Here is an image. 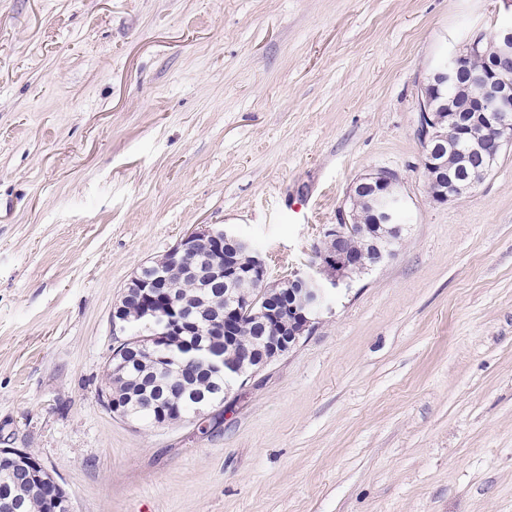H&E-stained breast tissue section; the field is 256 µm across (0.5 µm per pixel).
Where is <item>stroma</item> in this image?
<instances>
[{"instance_id": "1", "label": "stroma", "mask_w": 512, "mask_h": 512, "mask_svg": "<svg viewBox=\"0 0 512 512\" xmlns=\"http://www.w3.org/2000/svg\"><path fill=\"white\" fill-rule=\"evenodd\" d=\"M501 0H0V448L74 512H512V147L440 203L434 64ZM407 197L396 256L335 290L224 423L113 414L112 308L200 224L310 271L361 177ZM36 459L30 453L20 448H0V465L4 462H19L26 461L28 464H18L22 469H13V472L21 477L23 480L25 479H36L37 481L44 482L50 494L48 495V499L51 500L54 509L52 512H73V507L70 498L67 493L63 490V488L59 485V483L53 478L52 475L48 477L43 476V471L45 468L43 465L37 460H31L28 458Z\"/></svg>"}]
</instances>
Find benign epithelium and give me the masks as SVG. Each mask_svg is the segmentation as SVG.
Listing matches in <instances>:
<instances>
[{
    "instance_id": "7a95c632",
    "label": "benign epithelium",
    "mask_w": 512,
    "mask_h": 512,
    "mask_svg": "<svg viewBox=\"0 0 512 512\" xmlns=\"http://www.w3.org/2000/svg\"><path fill=\"white\" fill-rule=\"evenodd\" d=\"M478 48L477 41H471L462 51L440 59L431 70L435 86L450 84L461 63ZM477 89L475 110L461 123L458 138L462 143L465 164L464 174L456 176L448 173L441 160L439 125L441 118L431 110L426 90H421L419 101L420 120L418 136L423 148V161L426 170L432 171L429 177V193L438 202L457 198L474 188L484 179L488 168L496 164L503 148L512 145V27L499 31L497 48L491 60L483 69L473 75ZM370 190L377 199L378 207L372 224H354L349 220L336 224L325 234V244L315 251L314 273L294 272L280 283L268 288L263 285L266 269L265 258L252 243L231 228L200 225L185 235L170 249L164 263L183 268L204 281L219 279L225 275L224 247L252 255V271L257 273L256 287L261 289L260 314L264 316L265 327L271 329L261 337L260 345L237 346L238 359L227 361L212 355L207 346L191 352V359L179 362L188 369L192 359L200 354L208 357L210 365L222 372L226 378H237L246 374L245 363L262 354V360L269 363L292 350L300 339L308 333L316 317L329 307L332 290L351 284V268L357 260L344 248V242L353 233L364 237H384L385 243L377 248L376 264H381L394 255L391 249L402 232V224L397 215L404 212L407 200L402 192L396 174L380 170L361 178L354 190ZM166 281L164 268L160 267L153 275L146 276L138 271L126 285L122 295L112 310V335L127 336L135 329V321L129 313L128 303L134 299L142 308L155 299V293ZM252 303V298H236L224 306V315L214 319H184L173 313L171 321L180 333L194 332L203 336H224L235 339V321L242 304ZM26 461V465L15 470L22 479H36L44 482L49 491L53 512H73L70 498L53 476H43L45 468L37 460L28 458L20 448H0V465L9 462Z\"/></svg>"
}]
</instances>
